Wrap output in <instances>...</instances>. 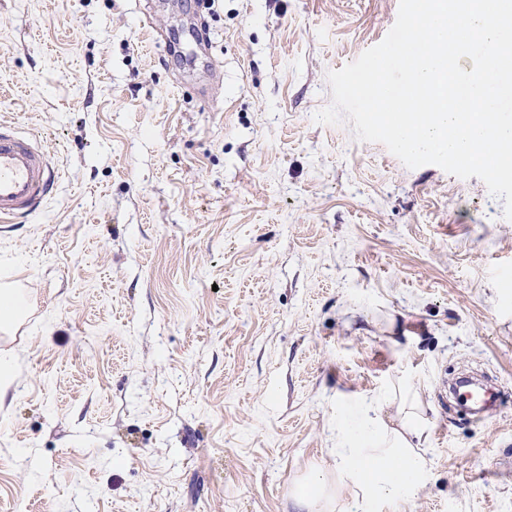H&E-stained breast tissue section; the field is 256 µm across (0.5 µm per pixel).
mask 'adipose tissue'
Masks as SVG:
<instances>
[{"label":"adipose tissue","mask_w":512,"mask_h":512,"mask_svg":"<svg viewBox=\"0 0 512 512\" xmlns=\"http://www.w3.org/2000/svg\"><path fill=\"white\" fill-rule=\"evenodd\" d=\"M424 433L415 407H401L394 420L376 431L348 425L344 442L334 449V470L317 471L292 491L300 512H334L337 493L351 498L354 512H384L393 501L412 500L428 477L418 451Z\"/></svg>","instance_id":"ef3b65f1"}]
</instances>
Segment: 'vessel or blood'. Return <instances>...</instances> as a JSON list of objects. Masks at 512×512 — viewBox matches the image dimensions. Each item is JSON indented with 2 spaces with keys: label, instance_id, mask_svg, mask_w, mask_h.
Returning <instances> with one entry per match:
<instances>
[{
  "label": "vessel or blood",
  "instance_id": "vessel-or-blood-1",
  "mask_svg": "<svg viewBox=\"0 0 512 512\" xmlns=\"http://www.w3.org/2000/svg\"><path fill=\"white\" fill-rule=\"evenodd\" d=\"M57 177L47 155L29 138L0 126V221L37 213Z\"/></svg>",
  "mask_w": 512,
  "mask_h": 512
}]
</instances>
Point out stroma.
<instances>
[{
  "label": "stroma",
  "instance_id": "35a3bbf8",
  "mask_svg": "<svg viewBox=\"0 0 512 512\" xmlns=\"http://www.w3.org/2000/svg\"><path fill=\"white\" fill-rule=\"evenodd\" d=\"M398 7L0 0V123L58 167L0 223V512H297L342 418L406 396L430 472L398 512H512L502 199L314 120ZM19 289L8 285H0V332L12 331L25 317L26 311L22 304Z\"/></svg>",
  "mask_w": 512,
  "mask_h": 512
}]
</instances>
